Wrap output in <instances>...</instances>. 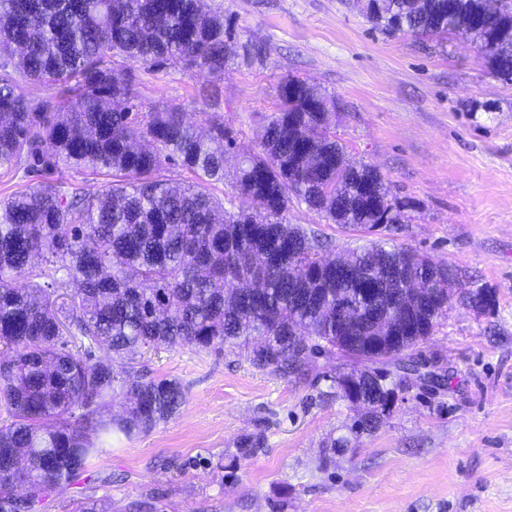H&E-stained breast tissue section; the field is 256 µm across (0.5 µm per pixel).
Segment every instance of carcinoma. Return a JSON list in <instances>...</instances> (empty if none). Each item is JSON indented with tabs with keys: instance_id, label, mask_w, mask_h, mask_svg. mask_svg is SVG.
Here are the masks:
<instances>
[{
	"instance_id": "1",
	"label": "carcinoma",
	"mask_w": 512,
	"mask_h": 512,
	"mask_svg": "<svg viewBox=\"0 0 512 512\" xmlns=\"http://www.w3.org/2000/svg\"><path fill=\"white\" fill-rule=\"evenodd\" d=\"M365 14L391 36L459 32L493 74L512 80V9L503 0H370ZM231 39L203 0H0V168L24 158L32 173L112 175L96 193L47 177L0 201V343L12 350L0 360V512H31L41 494L64 490L95 452L91 434H146L179 412V380L117 378L114 364L133 368L144 348L210 352L240 341L252 367L281 377L339 355L352 367L332 377L334 396L358 385L365 416L353 426L363 432L379 426V401L393 391L373 372L421 375L402 350L425 341L446 309L414 308L422 328L402 350L377 341L357 286L336 281L329 242L286 221L297 202L366 234L405 223L378 171L348 161L330 132L334 100L300 78L280 83L259 151L233 174L238 208L213 192L235 144L221 116L203 113V136L183 112L139 110L126 60L207 73L199 98L211 105ZM17 72L57 92L33 102ZM169 162L192 178H163ZM345 259L384 291L393 271L396 291L416 276L437 298L453 280L448 267L383 241ZM467 302L484 311L494 298L478 288ZM75 336L84 351L69 348ZM94 345L111 355L93 358ZM74 512H112V502L87 498Z\"/></svg>"
}]
</instances>
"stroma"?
Returning <instances> with one entry per match:
<instances>
[{
	"instance_id": "obj_1",
	"label": "stroma",
	"mask_w": 512,
	"mask_h": 512,
	"mask_svg": "<svg viewBox=\"0 0 512 512\" xmlns=\"http://www.w3.org/2000/svg\"><path fill=\"white\" fill-rule=\"evenodd\" d=\"M256 44L224 72L215 107L235 131L224 163L257 152L288 77L339 103L333 120L349 158L373 166L405 205L394 242L454 273L447 311L413 354L443 384L398 381L400 401L371 433L359 413L324 399L348 362L317 358L305 375L254 369L241 347L150 352L138 376L179 378L185 402L152 432L98 443L88 468L38 512L108 498L112 512H512V81L490 74L470 41L387 36L362 0H207ZM143 111L177 109L207 131L203 72L128 62ZM288 223L315 230L336 253L367 236L292 205ZM495 302L471 309L467 290ZM261 439L242 456L244 438ZM333 438L342 448L329 447Z\"/></svg>"
}]
</instances>
